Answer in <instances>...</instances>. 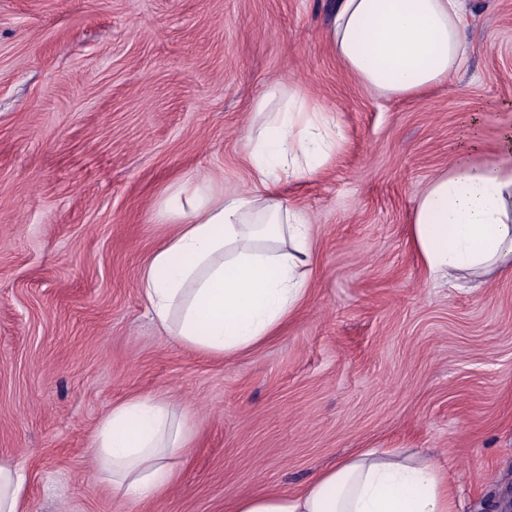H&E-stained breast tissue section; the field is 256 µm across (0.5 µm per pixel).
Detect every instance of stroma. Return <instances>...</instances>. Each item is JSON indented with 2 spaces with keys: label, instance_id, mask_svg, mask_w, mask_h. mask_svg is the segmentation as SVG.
I'll use <instances>...</instances> for the list:
<instances>
[{
  "label": "stroma",
  "instance_id": "obj_1",
  "mask_svg": "<svg viewBox=\"0 0 512 512\" xmlns=\"http://www.w3.org/2000/svg\"><path fill=\"white\" fill-rule=\"evenodd\" d=\"M333 0H0V459L23 512H232L292 494L337 459L400 448L443 464L459 512L512 497V275L437 285L410 228L451 159L493 160L512 131V0H466L471 53L447 83L382 97L327 42ZM340 128L284 186L314 235L310 291L229 359L167 336L139 272L176 181L248 183L273 84ZM154 396L194 435L150 504L90 463L112 406Z\"/></svg>",
  "mask_w": 512,
  "mask_h": 512
}]
</instances>
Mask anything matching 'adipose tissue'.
Here are the masks:
<instances>
[{
  "label": "adipose tissue",
  "mask_w": 512,
  "mask_h": 512,
  "mask_svg": "<svg viewBox=\"0 0 512 512\" xmlns=\"http://www.w3.org/2000/svg\"><path fill=\"white\" fill-rule=\"evenodd\" d=\"M463 0H336L329 43L343 67L382 96L411 97L457 72L468 45ZM339 136L322 112L289 97L248 135L247 186L218 191L200 176L170 186L173 229L141 269L138 287L179 343L230 358L271 336L309 291L312 227L281 189L324 165ZM413 245L430 280L462 271L512 274V134L482 167L452 161L417 198ZM191 439L188 415L136 396L113 405L97 431L93 468L115 495L157 499ZM447 471L401 449L362 450L321 471L298 494L260 491L234 512H458Z\"/></svg>",
  "instance_id": "ef3b65f1"
}]
</instances>
